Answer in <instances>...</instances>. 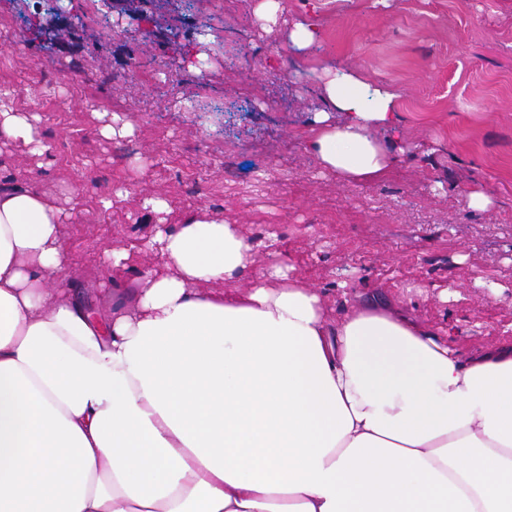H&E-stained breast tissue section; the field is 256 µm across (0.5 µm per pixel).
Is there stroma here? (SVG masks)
<instances>
[{
	"label": "stroma",
	"instance_id": "obj_1",
	"mask_svg": "<svg viewBox=\"0 0 512 512\" xmlns=\"http://www.w3.org/2000/svg\"><path fill=\"white\" fill-rule=\"evenodd\" d=\"M280 2L267 33L259 0H65L58 32L49 0H0V90L50 146L0 144V177L62 199L65 280L107 309L130 276L102 257L150 237L143 202L160 196L169 225L199 206L249 240L277 235L331 319L375 292L458 324L462 352L511 341L512 0ZM312 11L317 60L398 95L406 153L381 181L323 176L306 149L316 78L282 45ZM116 115L132 135H102ZM474 188L487 210L465 205Z\"/></svg>",
	"mask_w": 512,
	"mask_h": 512
}]
</instances>
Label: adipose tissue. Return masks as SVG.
I'll return each mask as SVG.
<instances>
[{"label": "adipose tissue", "mask_w": 512, "mask_h": 512, "mask_svg": "<svg viewBox=\"0 0 512 512\" xmlns=\"http://www.w3.org/2000/svg\"><path fill=\"white\" fill-rule=\"evenodd\" d=\"M316 74L321 173L381 180L395 93ZM1 138L48 150L3 99ZM145 206L154 235L106 261L158 263L99 316L61 285L60 202L0 186V512H512V342L464 355L371 299L330 322L238 225Z\"/></svg>", "instance_id": "adipose-tissue-1"}]
</instances>
